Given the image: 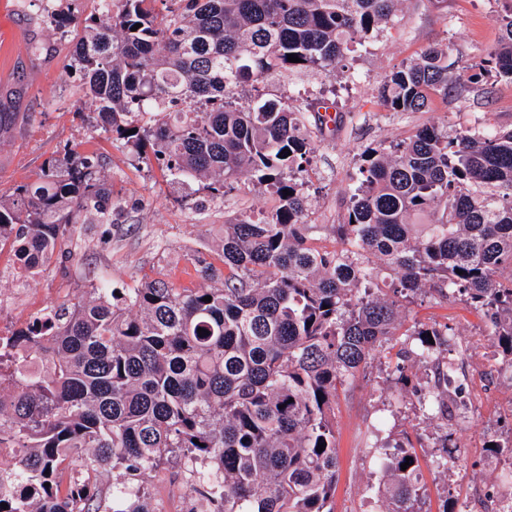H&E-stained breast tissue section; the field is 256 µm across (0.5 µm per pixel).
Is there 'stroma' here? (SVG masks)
I'll return each mask as SVG.
<instances>
[{
    "label": "stroma",
    "mask_w": 512,
    "mask_h": 512,
    "mask_svg": "<svg viewBox=\"0 0 512 512\" xmlns=\"http://www.w3.org/2000/svg\"><path fill=\"white\" fill-rule=\"evenodd\" d=\"M496 9L495 0H399L391 20L345 53L333 72H281L258 86L244 83L234 90L233 98L242 107L258 93L291 106L319 93L334 106L338 121L313 134L307 165L305 221L312 226L311 245L337 247L330 227L344 221L364 151L389 147L425 125L447 131L512 126V81L489 74L475 84L470 70L462 66L496 46ZM78 35L75 29L65 36L56 33L42 0H0V112L35 116L34 122L20 121L0 133V189L35 181L48 159L73 143L83 153L104 156L101 175L123 216L115 224L75 225L71 256L57 259L23 284L11 274L13 253L0 252V331L5 333L94 284L128 289L162 278L176 288L212 287L202 268L221 267L225 224L243 214L265 215L274 204L268 191L244 176L225 194L223 204L203 212L190 209L184 201L192 195V186L166 178L157 164L92 132L73 107L79 77L65 66L71 41ZM432 45L447 47L457 94L433 97L420 112L391 111L379 96L381 85L392 71ZM405 318L410 324L451 328L449 345L459 359L466 340L487 333L480 314L458 297L416 296ZM459 377L476 398L450 434L440 422L415 417L412 395L392 400L396 373L383 356L371 359L336 400L332 512H380L381 473L374 447L379 437L406 435L421 441L417 455L427 512H459L475 490L507 487L506 469L497 464L489 443L512 436V385L491 367L479 374L463 367ZM448 435L461 457L443 471L435 459ZM177 469V464H168L147 480L159 512H188L190 493L175 480Z\"/></svg>",
    "instance_id": "35a3bbf8"
}]
</instances>
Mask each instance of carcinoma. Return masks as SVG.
I'll list each match as a JSON object with an SVG mask.
<instances>
[{
  "label": "carcinoma",
  "instance_id": "cac0c4a2",
  "mask_svg": "<svg viewBox=\"0 0 512 512\" xmlns=\"http://www.w3.org/2000/svg\"><path fill=\"white\" fill-rule=\"evenodd\" d=\"M43 2L57 29L81 28L68 66L94 105L95 130L150 149L171 178L199 182L197 207L224 201L242 174L277 205L224 225V272L203 267L218 287L94 286L0 338V447L15 449L0 470V512H156L143 478L171 457L190 512H331L336 398L374 353L396 358L404 385V361L429 370L414 390L418 417L453 426L448 327L403 319L422 292L456 294L481 314L512 384V274L502 275L512 271V128L423 126L388 152L365 153L344 221L332 225L341 247L328 251L308 244L301 191L312 152L305 114L321 130L320 109L229 100L272 72H332L399 0H96L85 16L65 0ZM497 2L501 38L470 65L477 81L512 80V0ZM451 85L446 52L430 46L380 97L417 112ZM101 168L67 145L36 182L0 190V252L13 251L17 281L57 259L69 226L112 223ZM388 278L390 298L378 288ZM375 448L382 512H425L413 444ZM78 461L95 473L119 468L137 487L84 479L61 491L60 474Z\"/></svg>",
  "mask_w": 512,
  "mask_h": 512
}]
</instances>
